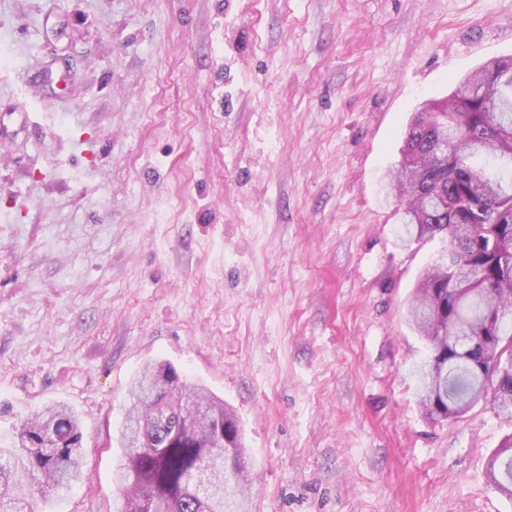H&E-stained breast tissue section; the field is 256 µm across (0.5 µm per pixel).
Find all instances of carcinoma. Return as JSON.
Instances as JSON below:
<instances>
[{
    "mask_svg": "<svg viewBox=\"0 0 512 512\" xmlns=\"http://www.w3.org/2000/svg\"><path fill=\"white\" fill-rule=\"evenodd\" d=\"M408 148L393 180L398 236L448 239L419 281L408 309L428 357L413 365L418 400L432 419L462 417L492 395L512 413V58L495 60L433 102L409 125ZM452 200L441 208L433 193ZM490 336L484 370L448 339L461 331ZM83 434L77 416L54 404L25 419L13 445L0 448V512H35L80 476ZM126 464L121 507L141 502L161 512H247L250 478L239 426L224 401L190 382L173 365L145 366L131 385L120 430ZM489 477L512 499V436L493 456Z\"/></svg>",
    "mask_w": 512,
    "mask_h": 512,
    "instance_id": "1",
    "label": "carcinoma"
}]
</instances>
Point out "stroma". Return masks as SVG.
I'll list each match as a JSON object with an SVG mask.
<instances>
[{"mask_svg": "<svg viewBox=\"0 0 512 512\" xmlns=\"http://www.w3.org/2000/svg\"><path fill=\"white\" fill-rule=\"evenodd\" d=\"M0 446L83 427L45 512H116L132 378L223 398L251 512H512V417L429 418L407 305L443 246L385 185L408 121L512 57V0H0ZM512 436L506 438L493 456L489 466V477L494 486L512 499ZM498 473V478L495 477ZM494 477V478H493Z\"/></svg>", "mask_w": 512, "mask_h": 512, "instance_id": "35a3bbf8", "label": "stroma"}]
</instances>
